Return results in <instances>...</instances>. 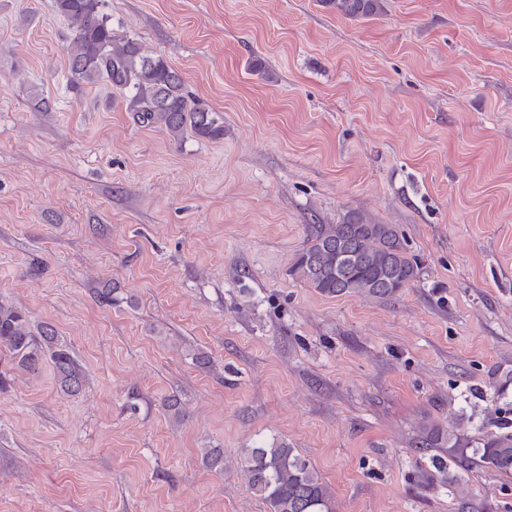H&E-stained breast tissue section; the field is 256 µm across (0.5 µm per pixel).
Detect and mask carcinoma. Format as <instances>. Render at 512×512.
<instances>
[{"instance_id":"1","label":"carcinoma","mask_w":512,"mask_h":512,"mask_svg":"<svg viewBox=\"0 0 512 512\" xmlns=\"http://www.w3.org/2000/svg\"><path fill=\"white\" fill-rule=\"evenodd\" d=\"M346 17L370 16L378 0H322ZM60 14L75 25L65 52L73 87L106 82L130 94L129 110L142 124L163 126L173 137L185 132L207 139L224 137V114L189 100L178 71L141 45L112 32L102 13V0H56ZM422 263L409 252L392 224H311L306 248L293 264L291 275L327 297L359 295L393 300L420 279ZM0 349L14 365L35 372L51 362L59 388L75 394L85 376L71 355L57 343L55 328L46 323L30 328L24 312L0 304ZM416 448H445L465 452L461 438L436 428H424ZM476 464L503 475L512 474V433H490L482 447L471 449ZM205 466L224 471V449H202ZM238 470L252 493L269 512H336L329 487L314 466L286 442L245 448Z\"/></svg>"}]
</instances>
